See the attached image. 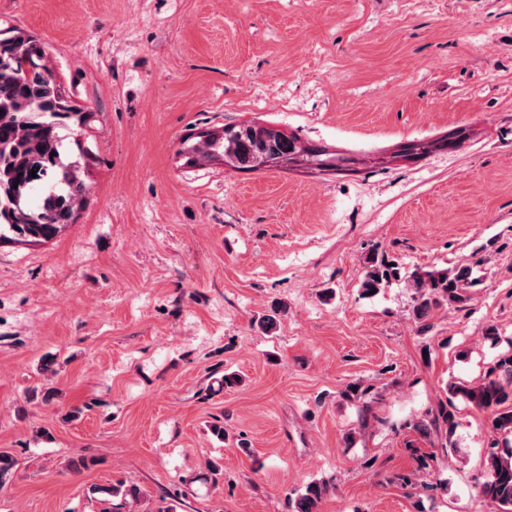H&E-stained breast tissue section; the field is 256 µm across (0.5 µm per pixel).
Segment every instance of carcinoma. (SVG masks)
I'll return each mask as SVG.
<instances>
[{"instance_id": "obj_1", "label": "carcinoma", "mask_w": 512, "mask_h": 512, "mask_svg": "<svg viewBox=\"0 0 512 512\" xmlns=\"http://www.w3.org/2000/svg\"><path fill=\"white\" fill-rule=\"evenodd\" d=\"M43 59V48L30 36L16 34L0 42V243L53 239L72 221L87 192L80 178L81 162L66 156L64 140L68 132H81L91 113L72 104ZM183 152L190 163L218 155L230 167L250 171L270 167L283 152V143L274 132L258 136L255 125L243 123L202 135L185 145ZM303 154L318 167L337 166L338 157L321 147L309 146ZM42 185L46 192L33 207L30 193ZM367 264L360 285L365 295L401 276L399 264L391 266L383 256L373 255ZM409 278L417 293L412 315L422 330L430 327L435 310L446 305L462 307L469 300L467 289L474 286L468 266L417 269ZM448 392L488 413L486 480L479 494L496 503L500 512H512V351L498 355L479 382H452ZM433 423L442 424L446 434L453 435L458 426L456 406L441 405ZM327 492L326 484L310 482L289 498V508L319 512Z\"/></svg>"}]
</instances>
